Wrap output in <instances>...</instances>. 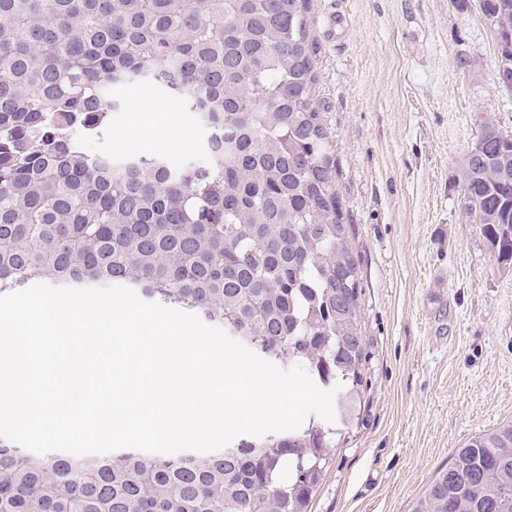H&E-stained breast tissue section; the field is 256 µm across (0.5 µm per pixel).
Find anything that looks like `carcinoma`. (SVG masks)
<instances>
[{
  "label": "carcinoma",
  "mask_w": 512,
  "mask_h": 512,
  "mask_svg": "<svg viewBox=\"0 0 512 512\" xmlns=\"http://www.w3.org/2000/svg\"><path fill=\"white\" fill-rule=\"evenodd\" d=\"M309 0H0V294L119 284L199 311L258 356L342 385L335 421L204 455H38L0 438V512H307L359 419L358 259L315 98ZM512 56V0H481ZM160 83L205 164L94 156ZM465 211L512 265V136L459 167ZM412 512H512V423L471 436Z\"/></svg>",
  "instance_id": "carcinoma-1"
}]
</instances>
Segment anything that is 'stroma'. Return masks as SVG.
<instances>
[{"label":"stroma","mask_w":512,"mask_h":512,"mask_svg":"<svg viewBox=\"0 0 512 512\" xmlns=\"http://www.w3.org/2000/svg\"><path fill=\"white\" fill-rule=\"evenodd\" d=\"M315 96L359 257V424L310 512H410L472 435L512 422V267L460 206L482 120L512 135L501 43L477 0H310ZM90 154L203 163L207 132L167 90L127 84Z\"/></svg>","instance_id":"obj_1"}]
</instances>
